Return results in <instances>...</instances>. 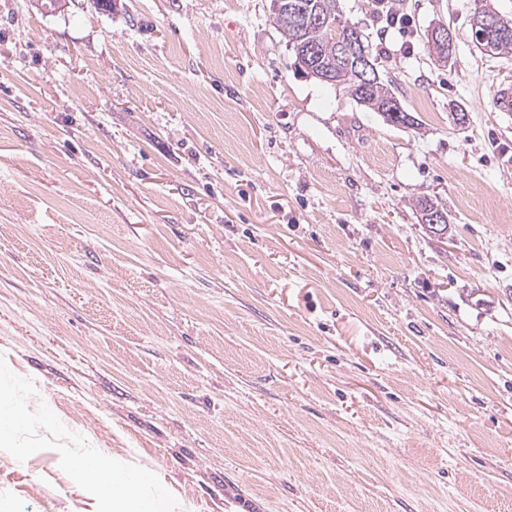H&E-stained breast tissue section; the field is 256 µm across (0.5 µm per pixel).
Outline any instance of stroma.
I'll return each instance as SVG.
<instances>
[{
    "label": "stroma",
    "instance_id": "35a3bbf8",
    "mask_svg": "<svg viewBox=\"0 0 512 512\" xmlns=\"http://www.w3.org/2000/svg\"><path fill=\"white\" fill-rule=\"evenodd\" d=\"M115 3L0 0V387L56 420L0 512H109L87 452L173 512H512V54L471 31L512 0H339L412 129L296 69L269 0ZM440 36L441 37L448 36V43L446 44V42L443 39H441V40L435 39L434 41L436 44V49L439 51L440 57H442L443 59L448 58V60H449L452 57V53H453V38L448 33V25L445 24L444 22L439 21V22H435L434 24H432L426 33V39L430 40V49L433 54L432 57L435 61H437V60H436V54L434 52V43H433L432 39L440 37Z\"/></svg>",
    "mask_w": 512,
    "mask_h": 512
}]
</instances>
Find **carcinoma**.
<instances>
[{"label":"carcinoma","mask_w":512,"mask_h":512,"mask_svg":"<svg viewBox=\"0 0 512 512\" xmlns=\"http://www.w3.org/2000/svg\"><path fill=\"white\" fill-rule=\"evenodd\" d=\"M274 20L295 54V65L306 75L329 85L347 89L362 106L378 113L397 126L412 127L415 118L408 112H387L395 94L381 74L372 77L368 98L359 94L353 54H342L336 47V38L356 24L340 14L338 0H270ZM495 44L494 53L512 54V29L496 26L487 32ZM419 214L441 213L448 210L437 199L421 196L416 200Z\"/></svg>","instance_id":"cac0c4a2"}]
</instances>
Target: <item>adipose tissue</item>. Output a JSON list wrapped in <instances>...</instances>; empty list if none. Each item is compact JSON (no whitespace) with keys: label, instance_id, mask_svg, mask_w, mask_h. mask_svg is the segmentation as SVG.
<instances>
[{"label":"adipose tissue","instance_id":"ef3b65f1","mask_svg":"<svg viewBox=\"0 0 512 512\" xmlns=\"http://www.w3.org/2000/svg\"><path fill=\"white\" fill-rule=\"evenodd\" d=\"M30 413L21 397L0 391V447L14 444L15 434L29 423ZM76 475L111 502L112 512H170L168 498L153 473L107 465L96 456L78 458Z\"/></svg>","mask_w":512,"mask_h":512}]
</instances>
